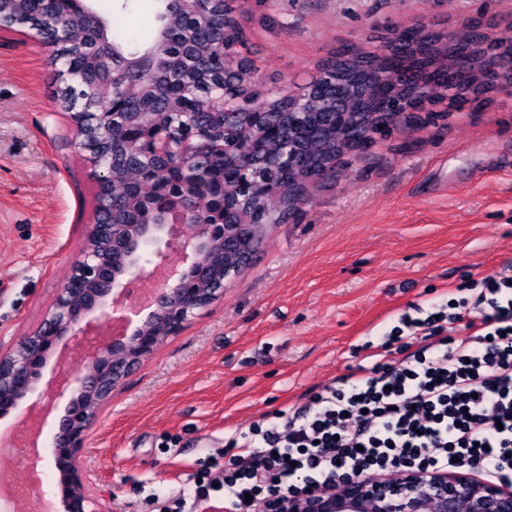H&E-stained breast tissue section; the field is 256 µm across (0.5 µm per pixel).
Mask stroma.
<instances>
[{
    "mask_svg": "<svg viewBox=\"0 0 512 512\" xmlns=\"http://www.w3.org/2000/svg\"><path fill=\"white\" fill-rule=\"evenodd\" d=\"M252 78L297 91L336 53L380 50L423 22L480 20L512 36V0H234ZM48 45L0 30V348L32 334L55 302L93 218L89 165L56 97ZM398 124L314 187L300 222L266 235L250 268L168 338L101 406L83 463L109 512L182 496L218 449L265 415L311 406L374 363L364 345L413 306L512 276V93L439 104ZM50 433L41 487L57 490Z\"/></svg>",
    "mask_w": 512,
    "mask_h": 512,
    "instance_id": "obj_1",
    "label": "stroma"
}]
</instances>
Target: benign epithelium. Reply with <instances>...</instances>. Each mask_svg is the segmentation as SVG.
I'll return each instance as SVG.
<instances>
[{
  "instance_id": "1",
  "label": "benign epithelium",
  "mask_w": 512,
  "mask_h": 512,
  "mask_svg": "<svg viewBox=\"0 0 512 512\" xmlns=\"http://www.w3.org/2000/svg\"><path fill=\"white\" fill-rule=\"evenodd\" d=\"M224 238L222 224H195L182 208L161 224H147L141 234L123 241L124 261L115 268L89 249L72 265L55 303L36 333L0 350V419L12 414L51 412L67 400L53 422L51 455L58 493L51 512H99L90 474L82 465L85 441L97 421L96 407L112 398L161 341L150 327L165 314L170 335L179 334L194 311L203 308L201 289L192 287L200 273L199 257ZM164 269L167 283L151 294L149 312L130 308L126 323L140 317L131 331L115 333L112 314L127 302L131 283ZM83 350L88 371L68 372L60 347ZM52 379L38 389L42 372ZM302 512H512V487L495 486L468 472L434 473L426 477L404 472L390 479H364L343 474L330 494L305 497Z\"/></svg>"
}]
</instances>
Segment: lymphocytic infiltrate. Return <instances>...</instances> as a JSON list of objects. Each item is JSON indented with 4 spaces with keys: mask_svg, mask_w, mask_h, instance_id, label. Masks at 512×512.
<instances>
[{
    "mask_svg": "<svg viewBox=\"0 0 512 512\" xmlns=\"http://www.w3.org/2000/svg\"><path fill=\"white\" fill-rule=\"evenodd\" d=\"M466 290L426 317L401 315L381 338L386 347L428 332L434 342L326 387L308 411L254 424L229 440V467L193 482L177 505L158 498V512H197L214 491L224 512H255L270 490L288 497L331 489L344 472L365 478L466 464L512 487V277L474 280ZM455 309L472 317L461 340L444 334Z\"/></svg>",
    "mask_w": 512,
    "mask_h": 512,
    "instance_id": "1",
    "label": "lymphocytic infiltrate"
}]
</instances>
